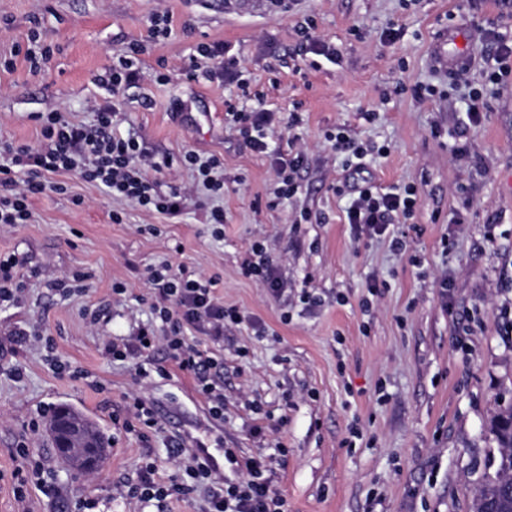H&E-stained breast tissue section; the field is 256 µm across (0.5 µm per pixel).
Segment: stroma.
<instances>
[{
  "label": "stroma",
  "mask_w": 512,
  "mask_h": 512,
  "mask_svg": "<svg viewBox=\"0 0 512 512\" xmlns=\"http://www.w3.org/2000/svg\"><path fill=\"white\" fill-rule=\"evenodd\" d=\"M165 11L172 35L150 40L152 17ZM308 19L337 46L338 64L291 66ZM493 20L512 25V0H292L286 10L274 0H0V58L13 62L0 67V143L37 146V117L50 110L91 120L105 95L94 75L138 41L146 51L139 81L117 96L120 131L169 157L165 193L193 184L186 151L223 158L226 215L207 223L216 201L199 191L172 219L64 174L66 193L30 198L29 222L0 229V257L23 258L25 289L18 304L0 306V336L22 327L45 338L0 359V472L21 465L15 448L25 441L55 488L31 487L21 502L0 481V512H70L87 495L98 512H200L198 493L155 507L121 492L148 459L158 479L177 475L173 437L215 454L235 449L239 463L224 474L236 482L247 460L264 457L288 512H471L476 488L497 469L490 420L512 403V84L485 80ZM35 29L56 49L39 73L14 53ZM213 42L229 45L243 80L268 102L300 111L301 124L273 134L270 153L253 152L228 123L236 86L185 82L196 46ZM443 42L444 65L435 56ZM460 58L462 83L447 69ZM418 85L434 95L416 98ZM475 88L490 93L492 109L467 130L461 157L444 133L465 120ZM341 129L385 147L368 158L375 186L416 187L407 223L381 235L348 224V199L332 189L344 158L326 139ZM291 152L305 156L301 188L268 207L274 163ZM398 235L406 251L392 249ZM259 238L281 292L242 274ZM164 260L216 278V296L243 317L224 327L223 419L164 344L121 361L104 351L142 326L163 335L146 275ZM76 273L83 293L45 286ZM150 361L166 376L141 378ZM18 365L20 379L11 374ZM135 396L158 420L145 435L123 426ZM62 404L110 435L97 471L71 469L50 453L48 429L32 430L46 407Z\"/></svg>",
  "instance_id": "obj_1"
}]
</instances>
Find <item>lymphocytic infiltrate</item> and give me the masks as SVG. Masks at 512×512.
I'll list each match as a JSON object with an SVG mask.
<instances>
[{
    "label": "lymphocytic infiltrate",
    "mask_w": 512,
    "mask_h": 512,
    "mask_svg": "<svg viewBox=\"0 0 512 512\" xmlns=\"http://www.w3.org/2000/svg\"><path fill=\"white\" fill-rule=\"evenodd\" d=\"M144 51L143 44H130L116 62L96 76V84L107 95L94 105L92 122L74 121L52 110L40 116L39 147H0V182L10 188L9 194L0 195L1 225L27 223L31 197L48 191L64 192V185L55 180L60 173H72L95 183L110 197L152 207L173 218L181 215L184 193L174 188L165 194L159 190V176L168 167V159L146 152L137 138L122 135L114 127L118 107L113 96L135 83L139 75L137 60ZM197 54L185 72L188 80L221 78L238 84L240 90H248V83L240 79L238 58L230 55L223 44L200 45ZM484 60L491 82L500 83L512 76L511 30H488ZM254 100L250 107L228 106L227 114L250 149L264 154L273 133L285 123L299 125L301 117L295 111L281 117L267 108L262 94H255ZM333 147L345 154V169L350 174L348 180L335 186L337 194L351 197L347 208L349 223L381 233L399 219L412 217L417 204L413 187L384 192L369 183H356L355 175L366 168L367 148L345 132L334 135ZM147 281L153 294L151 309L166 326L161 339L170 358L192 379L197 392L209 402L213 416L223 418L224 393L219 380L224 359L189 343L186 332L198 329L212 343H220L225 322L241 323L239 311L218 301L214 280L191 277L183 267L168 261L149 268ZM216 466L214 456L201 442L191 453L182 476L159 482L155 464L145 462L136 481L128 485L126 495L146 504L188 498L200 491L205 502L202 512H287V501L271 485L263 458L247 461L248 477L238 483L216 478Z\"/></svg>",
    "instance_id": "f902f5d3"
}]
</instances>
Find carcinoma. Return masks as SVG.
<instances>
[{"label": "carcinoma", "mask_w": 512, "mask_h": 512, "mask_svg": "<svg viewBox=\"0 0 512 512\" xmlns=\"http://www.w3.org/2000/svg\"><path fill=\"white\" fill-rule=\"evenodd\" d=\"M67 413V418L78 424L79 436L70 442L67 448L59 449L60 456L65 462L79 472L87 471L82 466L85 455V442L92 443L98 449L97 461H102L110 448V439L100 427L85 415L74 409L63 406L53 414L49 431L51 437H56V427L61 413ZM512 424V404L499 407L490 423V432L497 443L499 464L495 475L488 476L480 484L472 501V512H481L485 502L495 501L499 512H512V494L502 495L501 484L512 474V434L509 425Z\"/></svg>", "instance_id": "1"}]
</instances>
